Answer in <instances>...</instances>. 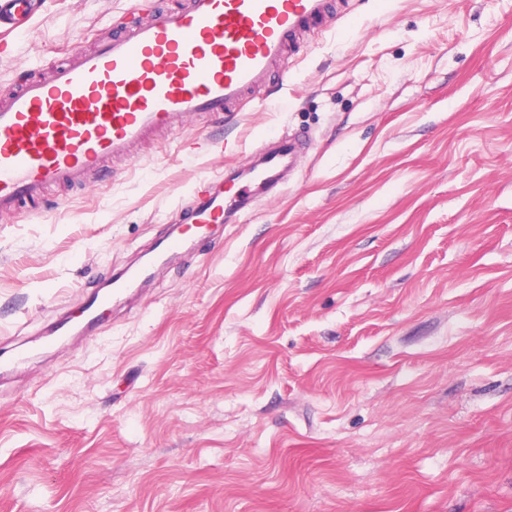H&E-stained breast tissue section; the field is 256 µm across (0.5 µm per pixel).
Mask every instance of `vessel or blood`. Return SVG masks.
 I'll return each mask as SVG.
<instances>
[{"label": "vessel or blood", "instance_id": "1", "mask_svg": "<svg viewBox=\"0 0 512 512\" xmlns=\"http://www.w3.org/2000/svg\"><path fill=\"white\" fill-rule=\"evenodd\" d=\"M328 7V0H185L59 63L50 80L19 79L0 105V213L40 199L53 184L83 181L155 130L241 106ZM33 14V0H0V25L18 27ZM303 148L296 138L282 143L259 168L279 176ZM218 196L199 184L194 223H223Z\"/></svg>", "mask_w": 512, "mask_h": 512}]
</instances>
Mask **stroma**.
<instances>
[{
  "instance_id": "35a3bbf8",
  "label": "stroma",
  "mask_w": 512,
  "mask_h": 512,
  "mask_svg": "<svg viewBox=\"0 0 512 512\" xmlns=\"http://www.w3.org/2000/svg\"><path fill=\"white\" fill-rule=\"evenodd\" d=\"M144 2L40 0L0 91ZM281 73L0 215V512H512V0H356ZM202 179L247 207L54 336ZM303 149V141L295 138L288 139V143H282L268 151L255 167L262 171L257 174L259 178H262L264 175H266L265 177L272 176L266 180L263 179L262 184L267 185L274 181L287 165L288 168L290 167L294 156Z\"/></svg>"
}]
</instances>
